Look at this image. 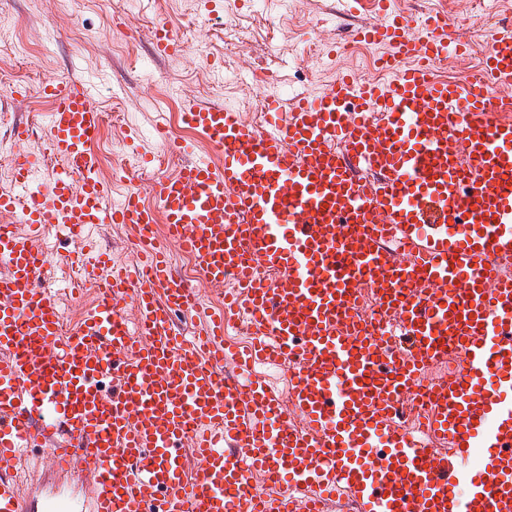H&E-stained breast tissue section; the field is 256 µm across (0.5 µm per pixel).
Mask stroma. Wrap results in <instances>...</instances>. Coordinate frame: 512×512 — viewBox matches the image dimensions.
<instances>
[{"instance_id": "35a3bbf8", "label": "stroma", "mask_w": 512, "mask_h": 512, "mask_svg": "<svg viewBox=\"0 0 512 512\" xmlns=\"http://www.w3.org/2000/svg\"><path fill=\"white\" fill-rule=\"evenodd\" d=\"M395 6L414 20L430 8L446 12L460 38L472 42L474 53L436 68L453 81L479 71L477 48L485 32L512 11V0H499L493 14L476 9L474 0H395ZM162 20L179 30L183 53L152 56L151 33ZM375 20L371 12L349 9L345 0H247L240 6L229 0L209 5L201 0H0V188L11 185L10 133L16 124L33 126L25 149L40 158L43 175L58 164L43 132L49 105L38 90L44 82L68 76L95 87L106 116L93 145L103 160L100 175L108 181L112 169L129 172L127 181L112 190L117 201L129 189H148L171 171L167 165L142 170L123 143L125 129L145 140L162 123L173 141L207 150L206 140L181 123L184 99H221L245 118L267 96L289 99L321 90L342 70L373 75L374 49L350 43L349 35ZM15 87L26 89L24 99L9 97ZM92 241L111 251L117 264L138 260L129 225H101ZM47 245L45 286L60 291L76 276L71 257L80 245L53 230ZM25 460L20 473L26 497L61 495L87 507L82 477L54 471L48 453L39 448L30 449Z\"/></svg>"}]
</instances>
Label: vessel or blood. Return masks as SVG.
Listing matches in <instances>:
<instances>
[{"label": "vessel or blood", "instance_id": "b4317fda", "mask_svg": "<svg viewBox=\"0 0 512 512\" xmlns=\"http://www.w3.org/2000/svg\"><path fill=\"white\" fill-rule=\"evenodd\" d=\"M355 39L384 47L390 80L343 75L287 112L268 97L258 126L185 102L183 125L213 155L178 143L151 206L135 191L113 201L99 176L98 94L75 79L42 87L59 165L40 181L23 149L33 130L16 125L15 187L0 191V512H76L23 500L19 452L43 447L87 478L89 512H322L338 491L356 512H512V29L491 33L480 74L459 82L432 72L462 47L440 14L414 28L388 12ZM152 43L184 49L166 22ZM97 224L130 225L145 259L86 249L96 301L68 333L41 231L83 238ZM172 248L205 282L238 284L231 304L254 342L235 373L223 316L190 339L176 322L201 296ZM259 364L288 365L300 425L249 380Z\"/></svg>", "mask_w": 512, "mask_h": 512}]
</instances>
